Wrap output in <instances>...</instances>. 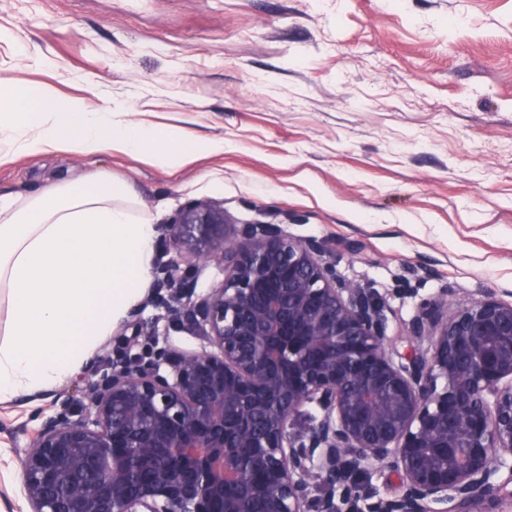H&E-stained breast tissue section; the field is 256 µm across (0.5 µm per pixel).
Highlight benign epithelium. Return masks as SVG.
<instances>
[{
  "instance_id": "benign-epithelium-1",
  "label": "benign epithelium",
  "mask_w": 512,
  "mask_h": 512,
  "mask_svg": "<svg viewBox=\"0 0 512 512\" xmlns=\"http://www.w3.org/2000/svg\"><path fill=\"white\" fill-rule=\"evenodd\" d=\"M171 231L154 303L200 346L127 350L59 396L20 459L27 512H478L512 484V301L450 314L443 288L401 353L326 241L213 203ZM201 260L222 278L198 293ZM377 468L395 495L360 481Z\"/></svg>"
}]
</instances>
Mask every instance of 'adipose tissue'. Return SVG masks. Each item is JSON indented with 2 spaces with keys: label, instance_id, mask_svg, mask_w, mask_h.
I'll use <instances>...</instances> for the list:
<instances>
[{
  "label": "adipose tissue",
  "instance_id": "ef3b65f1",
  "mask_svg": "<svg viewBox=\"0 0 512 512\" xmlns=\"http://www.w3.org/2000/svg\"><path fill=\"white\" fill-rule=\"evenodd\" d=\"M119 152L179 167L224 142L159 134L121 111L0 79V158ZM158 226L101 172L0 195V403L40 395L88 363L150 285Z\"/></svg>",
  "mask_w": 512,
  "mask_h": 512
}]
</instances>
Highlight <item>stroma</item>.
<instances>
[{"label":"stroma","mask_w":512,"mask_h":512,"mask_svg":"<svg viewBox=\"0 0 512 512\" xmlns=\"http://www.w3.org/2000/svg\"><path fill=\"white\" fill-rule=\"evenodd\" d=\"M47 66H29L26 51ZM159 132L220 139L180 168L61 150L0 160V193L84 170L135 190L159 226L191 203L231 224L323 238L400 339L420 304L512 294V0H0V76ZM158 346L199 339L142 300ZM52 397L0 403V512Z\"/></svg>","instance_id":"stroma-1"}]
</instances>
